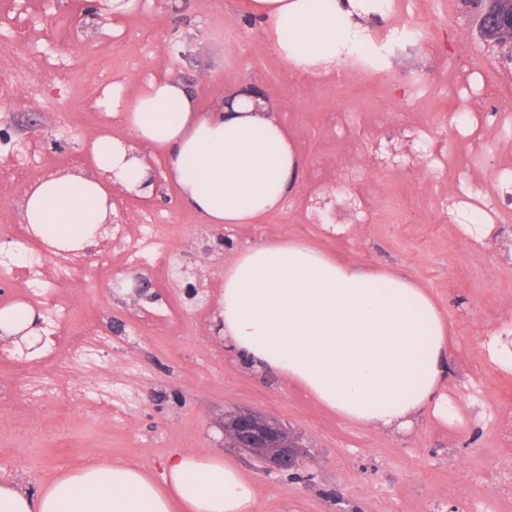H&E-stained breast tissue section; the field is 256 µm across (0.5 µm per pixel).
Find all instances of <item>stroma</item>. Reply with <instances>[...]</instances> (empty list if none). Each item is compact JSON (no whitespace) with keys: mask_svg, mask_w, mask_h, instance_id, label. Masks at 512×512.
<instances>
[{"mask_svg":"<svg viewBox=\"0 0 512 512\" xmlns=\"http://www.w3.org/2000/svg\"><path fill=\"white\" fill-rule=\"evenodd\" d=\"M402 8L415 12L433 54L394 44L367 77L339 60L324 68L315 91L289 82L287 65L262 30L244 24L243 0H182L176 12L161 0H133L118 15L110 0H15L12 13L33 36L22 59L36 68L48 57L55 69L33 98L13 87L10 68L0 66V162L21 169L18 184L0 187V211L10 215L9 223H0V257L16 253L12 226L28 190L52 174L90 170L91 143L125 134L113 117V96L99 101L97 113L83 109L95 85L88 57L106 51L109 33L117 30L125 31L127 42L125 55L112 60L113 95L121 99H131L151 79L169 78L190 87L203 112L249 86L277 105L301 162L299 190L320 187V221L303 223L291 196L252 224L204 223L165 178L164 159L148 153L151 168L164 176L161 193L132 199L116 191L112 207L130 229L149 213L175 226L171 238L153 247L174 274L157 282L148 264L123 261L121 242L110 274L99 272L97 247L85 252L77 281L46 270L43 287H71V320H95L111 337L112 351L63 378V385L84 391L76 403L24 401L11 390L18 379L14 366L0 362V482L38 488L92 456L158 475L171 456L206 451L231 460L253 482L258 512H512V370L492 362L486 348L492 331L512 328V262L501 259L499 225L484 228L486 249L475 255L438 205L453 177L486 193L499 188L498 155L512 154V138L488 127L490 144L482 161H473L472 147L453 130L451 72L460 62L490 76L512 71V48L482 40L475 10L461 0H427L421 12L404 0ZM91 9L103 19L100 36L60 51L49 19L64 25ZM339 110L373 113L376 135L393 153L405 150L403 125H434L448 155L447 174L429 178L418 170L403 177L393 168L363 165L361 189L383 212L380 223H356L352 198L334 185L332 169L344 162L357 130L323 123L324 113ZM34 125L46 137L30 136ZM340 226L348 228L346 237H337ZM284 238L393 269L428 290L449 326L447 417L423 413L401 434L355 424L281 376L251 372L236 360L214 331L224 268L239 251ZM154 310L172 312L183 323L181 333L142 322V313ZM104 396L117 408L108 423L97 417ZM237 408L278 418L300 437L307 456L298 475L265 471L225 445L224 413Z\"/></svg>","mask_w":512,"mask_h":512,"instance_id":"obj_1","label":"stroma"}]
</instances>
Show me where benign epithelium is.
<instances>
[{
	"instance_id": "1",
	"label": "benign epithelium",
	"mask_w": 512,
	"mask_h": 512,
	"mask_svg": "<svg viewBox=\"0 0 512 512\" xmlns=\"http://www.w3.org/2000/svg\"><path fill=\"white\" fill-rule=\"evenodd\" d=\"M480 35L512 27V17L481 12ZM224 437L232 447L247 453L268 468L287 472L300 465L303 445L287 425L275 417L252 409H238L224 415Z\"/></svg>"
}]
</instances>
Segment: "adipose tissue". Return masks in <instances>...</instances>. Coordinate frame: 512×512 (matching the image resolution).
Here are the masks:
<instances>
[{
    "mask_svg": "<svg viewBox=\"0 0 512 512\" xmlns=\"http://www.w3.org/2000/svg\"><path fill=\"white\" fill-rule=\"evenodd\" d=\"M381 0H251L282 59L335 63L379 14ZM129 137L90 146V171L53 175L26 196L23 218L62 250L92 247L112 210L110 188L150 195L162 155L182 203L209 224H249L283 206L299 163L275 114L246 96L199 111L182 83L152 80L123 105ZM245 368L271 371L341 418L402 430L425 411L447 417L448 323L430 294L390 270L342 261L303 239L239 253L224 269L217 318ZM0 512H257L253 484L209 452L173 457L161 477L103 460L31 489L0 482Z\"/></svg>",
    "mask_w": 512,
    "mask_h": 512,
    "instance_id": "ef3b65f1",
    "label": "adipose tissue"
}]
</instances>
